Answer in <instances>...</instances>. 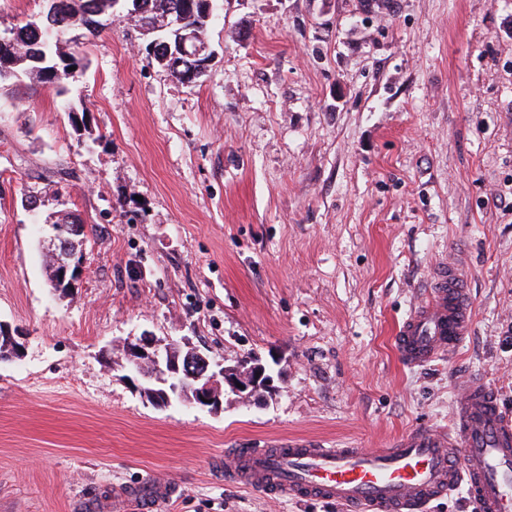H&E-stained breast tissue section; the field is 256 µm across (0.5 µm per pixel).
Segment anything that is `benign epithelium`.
<instances>
[{
	"mask_svg": "<svg viewBox=\"0 0 512 512\" xmlns=\"http://www.w3.org/2000/svg\"><path fill=\"white\" fill-rule=\"evenodd\" d=\"M51 241L59 249L56 268L50 278L52 288L65 284L73 288L80 277V265L75 262V253L66 242L60 244L54 237ZM126 360L134 370L140 369L143 363L153 365L154 372L164 385V389L153 394V397L162 404L169 401L170 395L176 394L189 404L217 410L223 403L224 386L248 402H258L265 394L274 391L271 376L255 359L248 361L245 366H226L213 363L192 351L181 361L168 352L162 353L148 336L139 338L135 343H127Z\"/></svg>",
	"mask_w": 512,
	"mask_h": 512,
	"instance_id": "benign-epithelium-1",
	"label": "benign epithelium"
}]
</instances>
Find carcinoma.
<instances>
[{"mask_svg":"<svg viewBox=\"0 0 512 512\" xmlns=\"http://www.w3.org/2000/svg\"><path fill=\"white\" fill-rule=\"evenodd\" d=\"M128 1V17L141 34L152 37L149 46L160 67L184 83H197L207 76L211 54L197 56L191 51L176 55L179 28L171 26L156 32L148 27L164 23L167 16H179L195 33L197 43L203 45L213 21L210 0H45L41 18L0 31V81L14 78L23 70L45 83H56L54 71L65 73L72 66H82L80 46L66 39L72 28L80 26L93 35L108 26L116 6Z\"/></svg>","mask_w":512,"mask_h":512,"instance_id":"carcinoma-1","label":"carcinoma"}]
</instances>
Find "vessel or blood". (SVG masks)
Listing matches in <instances>:
<instances>
[{"label":"vessel or blood","mask_w":512,"mask_h":512,"mask_svg":"<svg viewBox=\"0 0 512 512\" xmlns=\"http://www.w3.org/2000/svg\"><path fill=\"white\" fill-rule=\"evenodd\" d=\"M471 318L461 265L439 262L427 298L395 331L396 351L410 366L452 354ZM224 477L269 496L333 501L345 512H424L463 485L476 512H512V418L483 378L469 376L448 428H418L383 448H323L299 439L282 448H237L224 457ZM171 494L166 481L152 479L144 512Z\"/></svg>","instance_id":"obj_1"}]
</instances>
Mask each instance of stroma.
I'll return each mask as SVG.
<instances>
[{
    "label": "stroma",
    "mask_w": 512,
    "mask_h": 512,
    "mask_svg": "<svg viewBox=\"0 0 512 512\" xmlns=\"http://www.w3.org/2000/svg\"><path fill=\"white\" fill-rule=\"evenodd\" d=\"M82 40L69 80L0 82V322L25 344L0 361V512H113L153 476L174 489L156 512H340L226 482L218 461L448 426L470 373L512 415V0H213L196 84L123 9ZM57 211L86 226L65 295L46 272ZM444 257L471 332L404 366L393 333ZM145 334L258 357L275 389L156 405L117 366Z\"/></svg>",
    "instance_id": "stroma-1"
}]
</instances>
